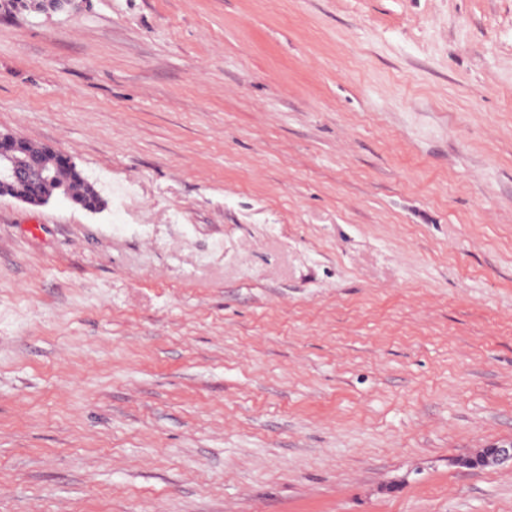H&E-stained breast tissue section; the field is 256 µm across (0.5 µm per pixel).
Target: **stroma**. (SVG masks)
<instances>
[{
  "label": "stroma",
  "instance_id": "1",
  "mask_svg": "<svg viewBox=\"0 0 512 512\" xmlns=\"http://www.w3.org/2000/svg\"><path fill=\"white\" fill-rule=\"evenodd\" d=\"M0 512H512V0H0ZM27 140L13 134L0 132V183L23 185L33 174L25 158ZM50 146L30 142L29 150L35 156L37 164H45L50 170L54 181L65 188V193L72 199V205L81 209L105 207L106 200L96 183L91 182L75 163L56 165L53 155L61 162H73L66 153L54 149L51 154ZM47 168H41L38 172L40 178L49 183L52 178ZM477 457H479L482 463L486 466L508 464L511 467L512 442L483 448L479 451Z\"/></svg>",
  "mask_w": 512,
  "mask_h": 512
}]
</instances>
